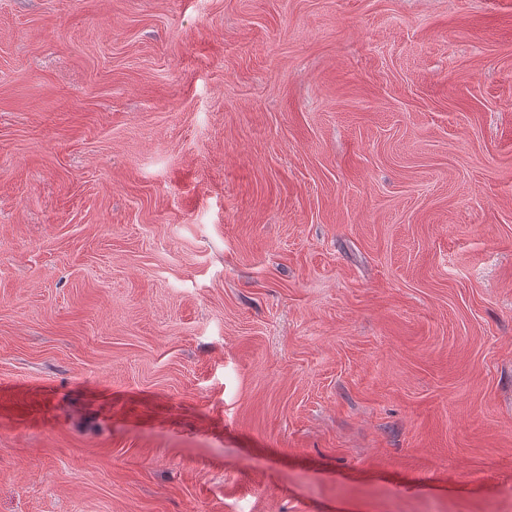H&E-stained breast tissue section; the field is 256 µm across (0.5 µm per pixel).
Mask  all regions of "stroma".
<instances>
[{"instance_id":"1","label":"stroma","mask_w":512,"mask_h":512,"mask_svg":"<svg viewBox=\"0 0 512 512\" xmlns=\"http://www.w3.org/2000/svg\"><path fill=\"white\" fill-rule=\"evenodd\" d=\"M0 512H512V0H0Z\"/></svg>"}]
</instances>
